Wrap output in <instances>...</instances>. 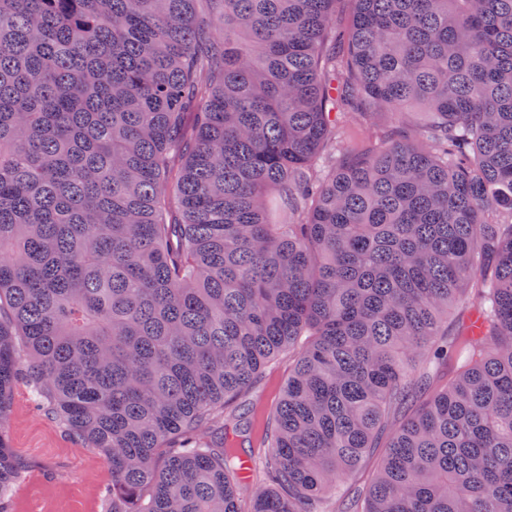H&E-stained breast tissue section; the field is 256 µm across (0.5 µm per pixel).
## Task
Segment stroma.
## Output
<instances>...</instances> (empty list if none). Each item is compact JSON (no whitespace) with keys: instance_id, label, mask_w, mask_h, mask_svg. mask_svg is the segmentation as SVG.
Returning a JSON list of instances; mask_svg holds the SVG:
<instances>
[{"instance_id":"stroma-1","label":"stroma","mask_w":512,"mask_h":512,"mask_svg":"<svg viewBox=\"0 0 512 512\" xmlns=\"http://www.w3.org/2000/svg\"><path fill=\"white\" fill-rule=\"evenodd\" d=\"M291 368L288 353L271 361L251 388L220 410L206 439L228 436L240 453L255 454L259 463H266L260 436ZM7 437L24 465L22 480L9 499V512H104L105 496L112 486L108 457L84 447L61 422L36 412L26 385L15 389ZM381 455V449H374L355 472L338 482L336 499L328 504L330 512H341L366 490Z\"/></svg>"}]
</instances>
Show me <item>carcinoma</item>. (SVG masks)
Here are the masks:
<instances>
[{"mask_svg":"<svg viewBox=\"0 0 512 512\" xmlns=\"http://www.w3.org/2000/svg\"><path fill=\"white\" fill-rule=\"evenodd\" d=\"M337 2L0 0V499L24 380L105 512H242L200 432L286 349L249 512L382 440L354 512H512V0Z\"/></svg>","mask_w":512,"mask_h":512,"instance_id":"obj_1","label":"carcinoma"}]
</instances>
